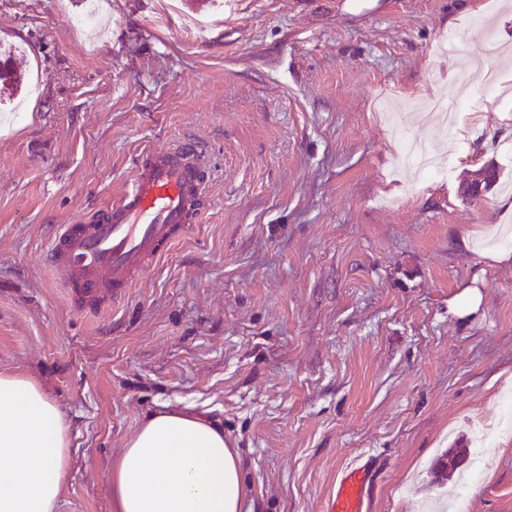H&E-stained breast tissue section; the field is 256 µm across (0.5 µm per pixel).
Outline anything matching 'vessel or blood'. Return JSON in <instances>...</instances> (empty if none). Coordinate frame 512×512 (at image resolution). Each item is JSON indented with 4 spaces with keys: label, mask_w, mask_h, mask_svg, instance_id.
Segmentation results:
<instances>
[{
    "label": "vessel or blood",
    "mask_w": 512,
    "mask_h": 512,
    "mask_svg": "<svg viewBox=\"0 0 512 512\" xmlns=\"http://www.w3.org/2000/svg\"><path fill=\"white\" fill-rule=\"evenodd\" d=\"M209 162L199 145L145 146L123 196L82 224L60 226L49 249L52 269L81 309L114 301L153 269L173 242L201 223ZM367 465L345 469L326 512H367Z\"/></svg>",
    "instance_id": "b4317fda"
}]
</instances>
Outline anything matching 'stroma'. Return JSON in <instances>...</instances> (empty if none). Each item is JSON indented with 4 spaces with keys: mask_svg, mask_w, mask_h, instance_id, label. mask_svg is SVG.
Instances as JSON below:
<instances>
[{
    "mask_svg": "<svg viewBox=\"0 0 512 512\" xmlns=\"http://www.w3.org/2000/svg\"><path fill=\"white\" fill-rule=\"evenodd\" d=\"M79 0H0V41L40 92L0 133V372L39 382L69 428L58 512H111L109 468L169 405L224 431L247 512H325L365 462L369 512L454 500L431 467L473 448L476 417L512 396V0H103L110 31L73 28ZM493 23L446 57L441 36ZM474 100L442 123L428 99ZM445 177L397 165L399 134ZM199 141L207 212L135 288L72 306L44 255L59 225L127 189L139 148ZM499 183L462 198L484 164ZM469 512H512V441Z\"/></svg>",
    "mask_w": 512,
    "mask_h": 512,
    "instance_id": "stroma-1",
    "label": "stroma"
}]
</instances>
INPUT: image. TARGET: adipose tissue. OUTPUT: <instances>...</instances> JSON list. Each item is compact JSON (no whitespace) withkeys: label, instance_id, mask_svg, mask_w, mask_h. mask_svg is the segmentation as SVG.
Returning <instances> with one entry per match:
<instances>
[{"label":"adipose tissue","instance_id":"ef3b65f1","mask_svg":"<svg viewBox=\"0 0 512 512\" xmlns=\"http://www.w3.org/2000/svg\"><path fill=\"white\" fill-rule=\"evenodd\" d=\"M70 465L60 409L32 378L0 373V512H57ZM112 512H241L239 461L193 412L149 414L109 475Z\"/></svg>","mask_w":512,"mask_h":512}]
</instances>
